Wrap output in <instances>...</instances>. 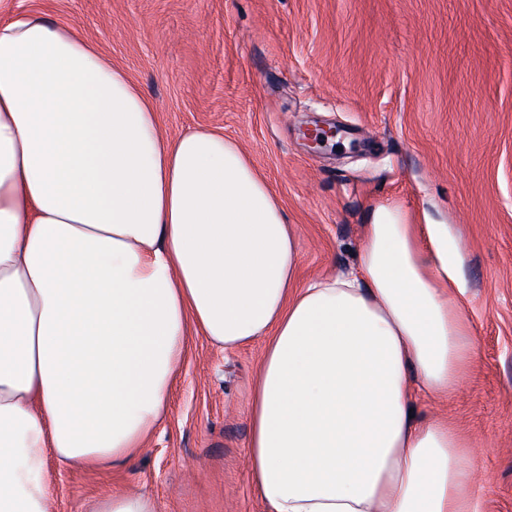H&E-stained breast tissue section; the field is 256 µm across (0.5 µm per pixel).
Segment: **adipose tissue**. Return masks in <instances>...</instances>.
Masks as SVG:
<instances>
[{"mask_svg":"<svg viewBox=\"0 0 512 512\" xmlns=\"http://www.w3.org/2000/svg\"><path fill=\"white\" fill-rule=\"evenodd\" d=\"M297 260L237 142L167 137L76 31L0 22V512H50L49 459L133 457L195 336L264 343L248 466L268 512H483L468 442L416 409L474 356L444 225L382 205L352 270L301 284Z\"/></svg>","mask_w":512,"mask_h":512,"instance_id":"1","label":"adipose tissue"}]
</instances>
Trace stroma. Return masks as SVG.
<instances>
[{
	"instance_id": "obj_1",
	"label": "stroma",
	"mask_w": 512,
	"mask_h": 512,
	"mask_svg": "<svg viewBox=\"0 0 512 512\" xmlns=\"http://www.w3.org/2000/svg\"><path fill=\"white\" fill-rule=\"evenodd\" d=\"M72 26L170 137L237 140L294 224L307 281L357 261L379 205L447 225L476 356L447 402L483 512H512V0H9ZM341 127L310 150L305 128ZM262 342L195 337L168 415L130 460L52 464L54 512L132 489L157 512H266L246 455Z\"/></svg>"
}]
</instances>
